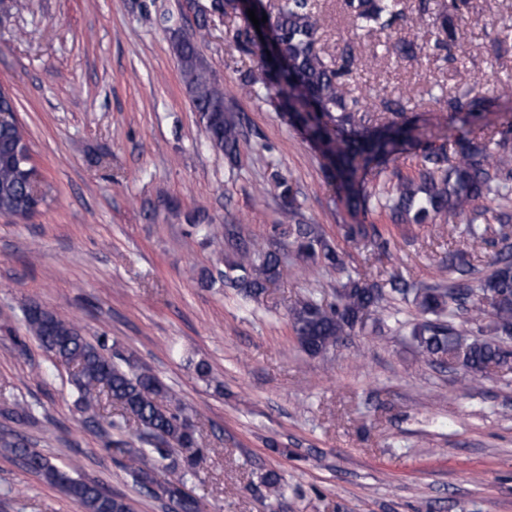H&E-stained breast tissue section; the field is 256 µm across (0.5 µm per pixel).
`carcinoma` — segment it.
<instances>
[{
	"mask_svg": "<svg viewBox=\"0 0 512 512\" xmlns=\"http://www.w3.org/2000/svg\"><path fill=\"white\" fill-rule=\"evenodd\" d=\"M356 25L369 31L391 32L402 12L396 0H344ZM465 0H451L434 13L438 29L436 46L451 48L455 38L448 13H462ZM257 18L267 16L260 29L268 31L279 57L276 69L263 61L256 43L254 24L246 15L231 37L234 50L256 56L259 66L240 77V89L255 94L276 112H285L289 122L319 149L329 177L335 181L346 205L364 212L378 205L396 224H425L436 218L444 223L474 213L480 200L495 203L507 198L503 190L512 180V131L493 141L479 142L460 136L454 140L458 159L452 161L447 148L426 147L417 177L400 178L383 194L369 190L363 180L367 171L386 163L418 139L417 127L400 102L384 104L386 116L378 121L368 112L363 98L346 87L353 73L355 56L346 49L339 56L324 55L316 48L320 19L312 0H255ZM238 14L233 0H210L201 10L199 30L207 28V17ZM182 84L198 113L210 144L235 163L239 156L240 123L226 105L229 90L214 76L202 56L197 40L180 29H172ZM387 51L414 60L422 46L402 37H388ZM484 85L478 81L458 96L446 100L463 125L479 118ZM16 106L12 96L0 93V214L32 215L45 198L33 194L28 177L30 157L27 141L12 126ZM280 200L281 234L294 239L299 255L322 266L341 267L343 259L312 224L299 218L294 190L279 175L272 176ZM346 242L360 244L377 228L364 224L342 226ZM455 268L458 277H445L424 288H411L401 280L391 281L389 292L376 285L350 280L338 292L336 305L326 307L309 296L290 309L293 332L301 348L311 356L325 353L343 336L365 324L383 309L390 297L412 299L420 319L410 325L408 336L426 363L446 355L455 358L464 374L474 380L492 367L512 364V247L496 252L478 287L469 284L475 267L466 255H448L442 270ZM284 272L280 257L247 246L236 248V259L224 273L225 280L247 298L257 301L268 285ZM475 311L486 320L489 335L474 336L456 325L465 312ZM30 333L52 358V366L72 369L75 405L85 411L102 403L119 414L103 416L109 428L124 431L136 425L145 448L114 442L118 463L132 484L146 495L165 502L172 512H207L204 499L188 487L202 461L193 425L175 390L163 384L150 370L140 368L100 336L91 341L67 318L41 306L24 310ZM3 414L15 422L34 423L33 407L17 400ZM0 452L18 460L30 473L60 489L77 502L83 512H133L131 502L113 494L96 481L77 474V467L60 466L13 430L0 431Z\"/></svg>",
	"mask_w": 512,
	"mask_h": 512,
	"instance_id": "cac0c4a2",
	"label": "carcinoma"
}]
</instances>
